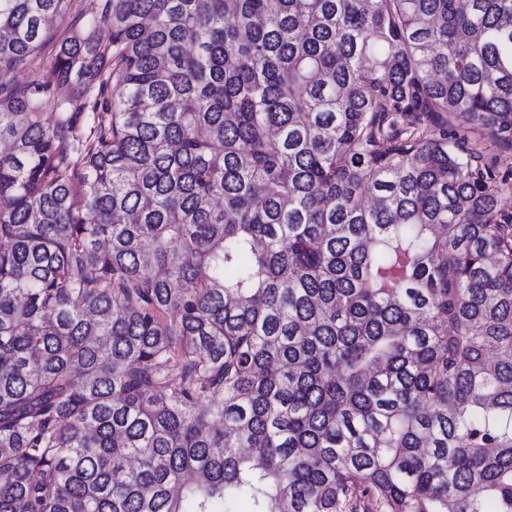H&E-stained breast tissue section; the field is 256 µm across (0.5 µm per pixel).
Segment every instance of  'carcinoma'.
I'll use <instances>...</instances> for the list:
<instances>
[{"mask_svg": "<svg viewBox=\"0 0 512 512\" xmlns=\"http://www.w3.org/2000/svg\"><path fill=\"white\" fill-rule=\"evenodd\" d=\"M71 5L0 0V74ZM469 133L512 0H105L0 86V512H512Z\"/></svg>", "mask_w": 512, "mask_h": 512, "instance_id": "obj_1", "label": "carcinoma"}]
</instances>
